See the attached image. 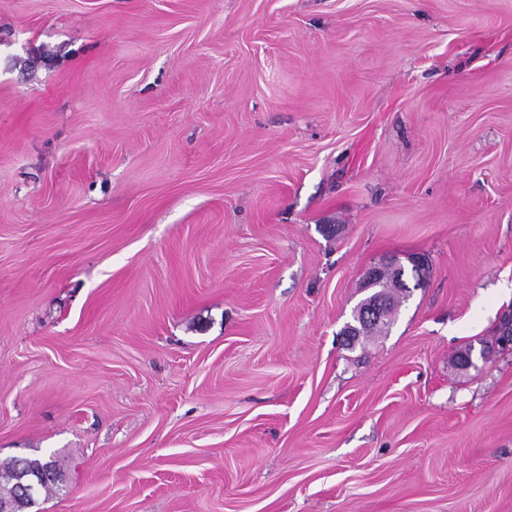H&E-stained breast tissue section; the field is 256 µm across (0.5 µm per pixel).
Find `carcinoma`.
I'll return each instance as SVG.
<instances>
[{
    "label": "carcinoma",
    "mask_w": 512,
    "mask_h": 512,
    "mask_svg": "<svg viewBox=\"0 0 512 512\" xmlns=\"http://www.w3.org/2000/svg\"><path fill=\"white\" fill-rule=\"evenodd\" d=\"M402 269L396 267L380 277V285L388 296L391 310L411 294V289L402 281ZM366 301H361L354 309L353 323L346 325L350 344H355L361 336L372 335L390 327L386 322L374 323L364 315ZM26 475L39 484V490L44 493L52 491L60 481L56 461L37 457H19L0 463V503L6 502L13 506L16 512H28L32 508L31 501L26 495L20 475Z\"/></svg>",
    "instance_id": "carcinoma-1"
}]
</instances>
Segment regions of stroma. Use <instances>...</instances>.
<instances>
[{
    "instance_id": "obj_1",
    "label": "stroma",
    "mask_w": 512,
    "mask_h": 512,
    "mask_svg": "<svg viewBox=\"0 0 512 512\" xmlns=\"http://www.w3.org/2000/svg\"><path fill=\"white\" fill-rule=\"evenodd\" d=\"M422 258L347 345L369 268ZM512 0H0V462L39 512H512ZM366 301L367 298L362 300L353 311L352 319L355 324L346 325V329H348V336L351 338L349 345H354L355 342L358 341L360 337H362L361 335L366 337L376 332H381L382 329H388L392 324H388L387 322L374 323L370 320V318H366L363 311L364 308L369 305L366 303ZM35 480L39 491L45 494L52 491L60 481L55 460L37 457H19L0 463V503L11 504L15 512H28L37 504H31L22 485L20 475Z\"/></svg>"
}]
</instances>
